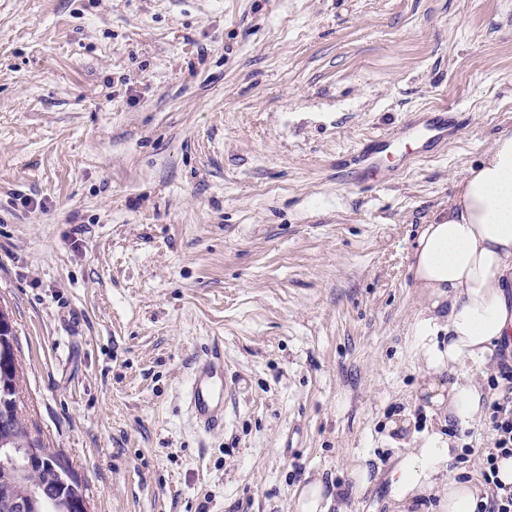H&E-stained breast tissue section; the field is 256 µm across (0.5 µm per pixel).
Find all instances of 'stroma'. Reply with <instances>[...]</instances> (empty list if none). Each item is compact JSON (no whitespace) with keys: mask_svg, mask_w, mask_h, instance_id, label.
<instances>
[{"mask_svg":"<svg viewBox=\"0 0 512 512\" xmlns=\"http://www.w3.org/2000/svg\"><path fill=\"white\" fill-rule=\"evenodd\" d=\"M445 105L458 135L347 181ZM506 131L512 0H0V310L90 512H295L313 480L393 512L399 453L487 447L425 408L410 265ZM213 347L241 389L206 434ZM423 113L424 115L407 123L405 127L385 133L367 144L366 148L361 151L364 164L357 167L354 172L355 183L377 180L382 164L381 157L378 154L391 147L405 144L411 134L415 140H418L417 142L426 148L429 143L434 144L448 140L449 136L455 131L458 132L461 128V120L459 119L461 112L454 108L443 107ZM422 155H424V150H410L405 144V149L400 151L397 156L401 166L407 168ZM230 385L224 374V358L214 351L196 362L185 390L187 406L205 432L224 428V402Z\"/></svg>","mask_w":512,"mask_h":512,"instance_id":"35a3bbf8","label":"stroma"}]
</instances>
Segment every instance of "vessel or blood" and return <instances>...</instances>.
Wrapping results in <instances>:
<instances>
[{
    "mask_svg": "<svg viewBox=\"0 0 512 512\" xmlns=\"http://www.w3.org/2000/svg\"><path fill=\"white\" fill-rule=\"evenodd\" d=\"M461 127L458 110L444 107L429 111L407 123L405 127L385 133L370 141L362 151L363 164L355 171V180L364 183L377 180L381 172L382 151L399 147L401 166H410L418 157L417 151L405 148L407 139L421 144L443 142ZM230 394V385L224 374V358L212 352L197 361L185 390L187 406L198 426L206 432L223 428L224 402Z\"/></svg>",
    "mask_w": 512,
    "mask_h": 512,
    "instance_id": "vessel-or-blood-1",
    "label": "vessel or blood"
}]
</instances>
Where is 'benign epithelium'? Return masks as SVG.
I'll use <instances>...</instances> for the list:
<instances>
[{
    "label": "benign epithelium",
    "mask_w": 512,
    "mask_h": 512,
    "mask_svg": "<svg viewBox=\"0 0 512 512\" xmlns=\"http://www.w3.org/2000/svg\"><path fill=\"white\" fill-rule=\"evenodd\" d=\"M15 328L10 317L0 315V372L10 373L16 363ZM50 453L47 448H38L33 444L22 448H0V468L10 473L11 480L0 487V499L10 509L21 512H44L52 509L54 512H87V501L83 490V482L77 474L70 471L65 461H60V477L63 486L69 493L61 494L53 500H43L35 494L24 499H18L15 492L20 489L31 468L41 462Z\"/></svg>",
    "instance_id": "obj_1"
}]
</instances>
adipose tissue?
Here are the masks:
<instances>
[{"label": "adipose tissue", "instance_id": "obj_1", "mask_svg": "<svg viewBox=\"0 0 512 512\" xmlns=\"http://www.w3.org/2000/svg\"><path fill=\"white\" fill-rule=\"evenodd\" d=\"M411 270L429 301L417 336L430 405L460 427L476 426L484 404L471 371L512 337V134L501 133L460 179L447 217L421 233ZM453 459L436 433L405 449L388 474L392 500L407 508L433 496L438 512H475L481 491L451 475Z\"/></svg>", "mask_w": 512, "mask_h": 512}]
</instances>
